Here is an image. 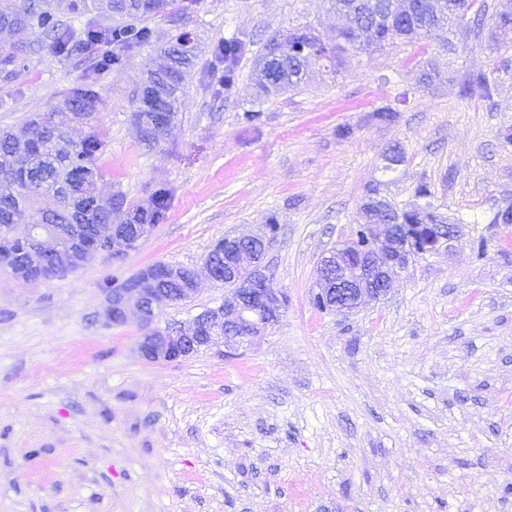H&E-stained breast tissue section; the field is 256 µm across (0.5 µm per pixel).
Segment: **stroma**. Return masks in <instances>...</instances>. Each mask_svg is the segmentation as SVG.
Segmentation results:
<instances>
[{"label":"stroma","instance_id":"stroma-1","mask_svg":"<svg viewBox=\"0 0 512 512\" xmlns=\"http://www.w3.org/2000/svg\"><path fill=\"white\" fill-rule=\"evenodd\" d=\"M486 2L489 18L450 42L366 50L337 70L325 60L262 98L272 37L306 26L335 45L326 0H169L143 20L148 40L93 73L42 29L22 52L0 33L15 57L0 130L93 82L103 193L130 206L169 193L164 221L121 258L38 283L0 270V512H512V224L492 221L512 205V47L489 39L512 0ZM184 33L195 65L149 152L134 97ZM234 38L245 50L228 87ZM478 73L496 82L492 100L463 94ZM382 107L393 122L375 119ZM422 183L462 223L454 250L416 259L380 301L319 310L316 269L356 231L369 189L407 208ZM271 222L266 264L288 304L252 346L148 359L136 318H104L112 281L203 266L224 234ZM224 292L203 280L153 329L190 323Z\"/></svg>","mask_w":512,"mask_h":512}]
</instances>
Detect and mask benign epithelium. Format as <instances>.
<instances>
[{
    "instance_id": "1",
    "label": "benign epithelium",
    "mask_w": 512,
    "mask_h": 512,
    "mask_svg": "<svg viewBox=\"0 0 512 512\" xmlns=\"http://www.w3.org/2000/svg\"><path fill=\"white\" fill-rule=\"evenodd\" d=\"M365 228L371 239L370 248L353 255L338 250L317 269L316 280L323 298L345 295L344 302L331 305L337 313H349L366 301L387 296L396 278L417 256L425 250L432 254L447 251L460 235L457 224H432L428 244L422 247L418 240L408 238L404 224H367ZM154 229L153 224H137L131 236L124 224H97L88 243L78 235L66 239L42 227L32 235L27 246L32 264L13 269L11 273L28 282L30 272L37 268L48 276L71 274L98 256L114 259L124 256ZM270 245L271 236L263 230L224 236V252L230 254V265L238 272L232 279L233 287L224 295V302L205 309L186 327L145 333L140 342L142 354L152 358L160 346L169 359L176 360L190 357L203 348H239L261 339L279 322L285 305V293L265 273L263 260ZM178 271L188 284L178 289L179 300H189L198 291L201 275L188 266H181ZM149 284L148 273L144 271L131 287L112 290L104 311L106 319L123 324L135 315L144 326H149L156 310L170 301L168 296L156 294Z\"/></svg>"
}]
</instances>
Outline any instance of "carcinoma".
<instances>
[{
  "mask_svg": "<svg viewBox=\"0 0 512 512\" xmlns=\"http://www.w3.org/2000/svg\"><path fill=\"white\" fill-rule=\"evenodd\" d=\"M332 9L344 21L343 30L336 46L316 48L313 51L295 52L260 72L258 92L263 95L291 90L299 86L310 66L325 59L332 61L364 46H384L398 40L414 42L426 36L443 33L468 19L473 7L470 0H329ZM167 0H71L70 8L81 14L94 11L109 12L128 20L122 28H103L91 20L85 37H77L70 28L50 22L48 0H12L0 7V29L9 28L18 35V46L26 47L33 23L47 28L55 48L65 54H84L92 59V70L108 64L97 55V44L116 42L132 49L148 37V32L135 26L152 14L159 13ZM372 28L375 36L364 43L361 31ZM242 50L237 40L224 42V87L234 82V66ZM166 64L147 73L137 98L134 115L152 126L162 117L174 122L179 112L180 96L188 71L194 65V54L181 39L163 49ZM464 92L477 93L485 99L492 98L495 86L487 77L479 74L469 78ZM99 103V96L92 86L75 89L62 104L47 112H36L26 122L25 128L34 129L35 139L23 141L18 134L0 131V173L10 175L14 191L0 194V229L10 232L16 241L19 254L9 262L15 265L26 260L22 254L32 230L46 225L50 230L66 231L71 224H160L169 204L167 190L156 191L148 207L126 205L120 219L112 211L99 212L91 208L96 199L97 184L103 172L97 160L103 154L104 144L90 132L80 140L71 136V123L81 112L92 113ZM83 163L85 172L81 178L72 176L71 165ZM35 170L42 174L37 181H27L25 171ZM56 200L54 209H38L36 204L45 197ZM360 219L368 222L389 224H414V232L425 237L430 224H446L448 218L434 211L399 209L377 196L371 189L360 209ZM153 287L160 293L182 284L172 279L170 266L159 263L148 267Z\"/></svg>",
  "mask_w": 512,
  "mask_h": 512,
  "instance_id": "carcinoma-1",
  "label": "carcinoma"
}]
</instances>
